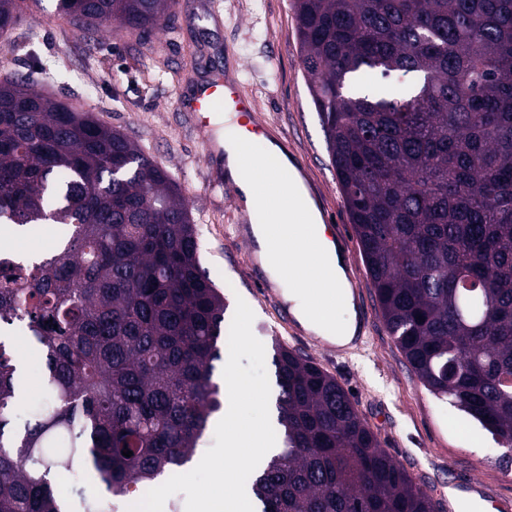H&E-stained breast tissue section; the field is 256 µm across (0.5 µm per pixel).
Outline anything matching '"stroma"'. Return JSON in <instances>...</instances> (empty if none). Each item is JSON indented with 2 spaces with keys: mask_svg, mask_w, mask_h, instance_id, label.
Returning a JSON list of instances; mask_svg holds the SVG:
<instances>
[{
  "mask_svg": "<svg viewBox=\"0 0 512 512\" xmlns=\"http://www.w3.org/2000/svg\"><path fill=\"white\" fill-rule=\"evenodd\" d=\"M227 65L255 97L259 117L275 131L270 142H253L254 155L263 156L271 144L291 151L332 221L349 225L307 91L291 0H180L162 30L142 37L112 22L83 32L57 15L56 0L38 5L25 0L0 46V82L41 73L38 92L121 130L168 171L188 202L201 266L224 295L226 318H233L237 299H244L255 315L252 331L264 347L282 341L335 377L435 512H449L445 480L452 472L463 482L479 479L491 499L512 503V463L501 461L505 447L423 386L381 318L372 285L364 287L370 330L354 353H331L308 337L290 335L279 322L255 281L246 248L232 234L243 210L232 194L211 190L219 171L208 163L205 139L181 104L196 83ZM63 232L60 224L20 233L14 225L0 224V247L21 257L46 252ZM11 347L19 363L16 423L21 426L43 401V361L24 332H14ZM452 420L479 431L480 443L471 445L450 430ZM54 487L65 502L95 496L104 512H128L134 503L112 495L89 469L58 476Z\"/></svg>",
  "mask_w": 512,
  "mask_h": 512,
  "instance_id": "stroma-1",
  "label": "stroma"
}]
</instances>
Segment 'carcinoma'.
<instances>
[{"label": "carcinoma", "instance_id": "1", "mask_svg": "<svg viewBox=\"0 0 512 512\" xmlns=\"http://www.w3.org/2000/svg\"><path fill=\"white\" fill-rule=\"evenodd\" d=\"M23 0H0V31ZM81 29L161 27L177 0H57ZM305 82L379 311L436 397L512 447V0H292ZM417 81L385 95L367 73ZM65 226L48 254L0 260V327L25 323L50 404L16 429L0 339V512L65 509L51 477L112 494L191 459L221 407L229 324L188 204L118 129L0 83V223ZM281 451L250 475L261 512H434L348 393L273 346ZM128 449L130 457L122 455Z\"/></svg>", "mask_w": 512, "mask_h": 512}]
</instances>
